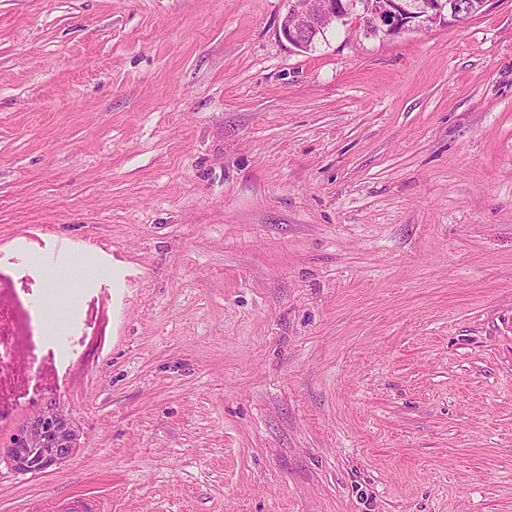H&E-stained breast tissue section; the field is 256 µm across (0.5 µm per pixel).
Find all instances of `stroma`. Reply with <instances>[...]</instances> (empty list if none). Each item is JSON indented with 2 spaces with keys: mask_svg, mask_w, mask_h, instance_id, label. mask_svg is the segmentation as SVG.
<instances>
[{
  "mask_svg": "<svg viewBox=\"0 0 512 512\" xmlns=\"http://www.w3.org/2000/svg\"><path fill=\"white\" fill-rule=\"evenodd\" d=\"M285 0H0V512H512V0L311 53ZM66 278L52 327L45 253ZM288 10L282 18L280 30L284 38L293 45L298 51L304 52L308 48L306 40L311 43L313 48L318 49L323 43L329 42V36L332 33L325 31H311L307 37L301 32L302 26L299 25V18L304 12V0H287ZM314 50V51H315ZM78 437L66 414L48 407L16 430L6 455L20 471L44 472L73 454ZM38 511L51 512H97V504L92 500L83 496L72 497L63 501L51 502L50 504H41L34 508Z\"/></svg>",
  "mask_w": 512,
  "mask_h": 512,
  "instance_id": "1",
  "label": "stroma"
}]
</instances>
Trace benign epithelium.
Segmentation results:
<instances>
[{
    "mask_svg": "<svg viewBox=\"0 0 512 512\" xmlns=\"http://www.w3.org/2000/svg\"><path fill=\"white\" fill-rule=\"evenodd\" d=\"M303 12L304 0H288L280 25L284 38L301 52L308 48L299 25ZM360 19L393 39L410 29L427 30L445 23L463 27L471 17L448 8L447 0H372L360 12L348 0H322L316 27L334 28ZM78 437L66 414L48 407L16 430L6 455L20 471L43 472L69 458Z\"/></svg>",
    "mask_w": 512,
    "mask_h": 512,
    "instance_id": "obj_1",
    "label": "benign epithelium"
}]
</instances>
